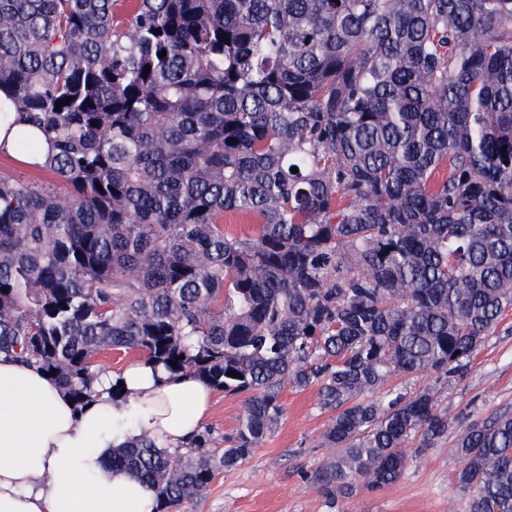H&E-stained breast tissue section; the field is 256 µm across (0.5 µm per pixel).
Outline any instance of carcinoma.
Here are the masks:
<instances>
[{"label":"carcinoma","instance_id":"1","mask_svg":"<svg viewBox=\"0 0 512 512\" xmlns=\"http://www.w3.org/2000/svg\"><path fill=\"white\" fill-rule=\"evenodd\" d=\"M0 92L59 182L0 172V355L78 400L105 348L248 393L220 455L207 428L112 450L162 507L246 459L288 384L334 412L331 504L448 436L435 388L387 382L464 375L512 309V0H0ZM454 452L469 512H512V411Z\"/></svg>","mask_w":512,"mask_h":512}]
</instances>
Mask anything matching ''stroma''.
<instances>
[{"mask_svg":"<svg viewBox=\"0 0 512 512\" xmlns=\"http://www.w3.org/2000/svg\"><path fill=\"white\" fill-rule=\"evenodd\" d=\"M391 385L435 387L451 425L445 439L428 448L394 484L357 490L331 505L311 476L328 460L321 442L332 414L320 408L316 386H285L283 415L276 429L236 468L220 470L212 482L174 512H466L467 497L455 482L459 461L452 448L477 419L512 408V313L488 336L464 377H392ZM245 394L214 390L203 425L217 438L233 434Z\"/></svg>","mask_w":512,"mask_h":512,"instance_id":"35a3bbf8","label":"stroma"}]
</instances>
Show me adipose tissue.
I'll use <instances>...</instances> for the list:
<instances>
[{"instance_id":"adipose-tissue-1","label":"adipose tissue","mask_w":512,"mask_h":512,"mask_svg":"<svg viewBox=\"0 0 512 512\" xmlns=\"http://www.w3.org/2000/svg\"><path fill=\"white\" fill-rule=\"evenodd\" d=\"M211 394L197 377L140 359L100 374L78 406L37 367L0 357V512H158L155 489L107 459L144 435L162 448L186 443Z\"/></svg>"}]
</instances>
